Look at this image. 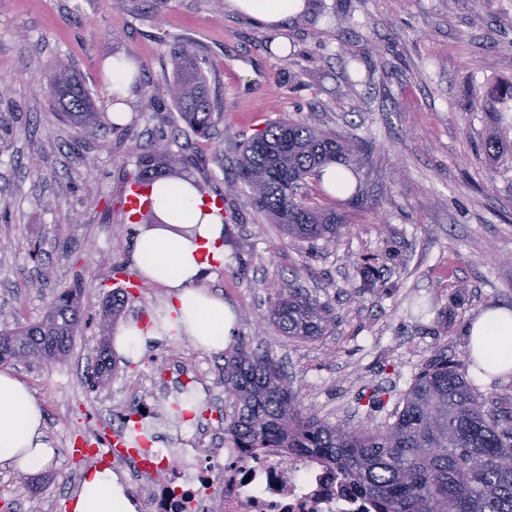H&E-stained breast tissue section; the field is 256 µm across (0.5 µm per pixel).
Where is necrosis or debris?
Masks as SVG:
<instances>
[{
  "instance_id": "necrosis-or-debris-1",
  "label": "necrosis or debris",
  "mask_w": 512,
  "mask_h": 512,
  "mask_svg": "<svg viewBox=\"0 0 512 512\" xmlns=\"http://www.w3.org/2000/svg\"><path fill=\"white\" fill-rule=\"evenodd\" d=\"M195 428L174 481L163 449L143 457L122 452L113 463L133 465L132 480L150 512H375L358 489L343 487L321 462L284 448H203ZM224 488L214 491L215 481Z\"/></svg>"
}]
</instances>
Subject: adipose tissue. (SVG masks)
I'll list each match as a JSON object with an SVG mask.
<instances>
[{
    "label": "adipose tissue",
    "instance_id": "obj_1",
    "mask_svg": "<svg viewBox=\"0 0 512 512\" xmlns=\"http://www.w3.org/2000/svg\"><path fill=\"white\" fill-rule=\"evenodd\" d=\"M229 12L248 17L259 30H287L307 11L308 0H225ZM153 209L160 226L136 225L131 240L134 273L145 283L165 288V300L152 324L132 318L114 331L119 354L143 352L151 341L183 336L210 352H223L236 323L232 308L202 282L224 261V221L204 204L190 181L154 183ZM464 342L476 365L472 377L482 385L512 375V308L480 312L464 330ZM55 450L45 434L44 417L28 387L7 368L0 369V465L27 472L46 469ZM126 481L112 467L87 470L70 498L69 512H138Z\"/></svg>",
    "mask_w": 512,
    "mask_h": 512
}]
</instances>
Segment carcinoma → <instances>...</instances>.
I'll list each match as a JSON object with an SVG mask.
<instances>
[{
    "label": "carcinoma",
    "mask_w": 512,
    "mask_h": 512,
    "mask_svg": "<svg viewBox=\"0 0 512 512\" xmlns=\"http://www.w3.org/2000/svg\"><path fill=\"white\" fill-rule=\"evenodd\" d=\"M173 80L168 93L186 127L207 136L215 107L194 49L181 43L171 50ZM57 109L77 130V138L106 129L90 93L76 76L54 68L43 77ZM485 157L498 162L512 150L491 136ZM360 152L339 136L301 120L283 119L249 138L228 187L247 185L256 208L296 239L334 242L347 227L330 208L311 207L299 195L321 168L340 164L350 171ZM132 182L152 186L181 179L164 152L138 156ZM140 297L122 288L103 303V321L120 316ZM82 320L80 297L67 289L54 297L44 318L25 328L0 332L13 343L59 359L72 345ZM269 322L283 336L313 340L330 333L335 320L328 303L288 286L276 293ZM467 362L440 353L426 362L413 385L383 426L350 427L303 413L298 391L269 356L235 343L224 351V393L232 413L224 415V441L232 448H294L318 458L343 483L368 496L376 512H512V411H490L487 401L465 379Z\"/></svg>",
    "instance_id": "1"
}]
</instances>
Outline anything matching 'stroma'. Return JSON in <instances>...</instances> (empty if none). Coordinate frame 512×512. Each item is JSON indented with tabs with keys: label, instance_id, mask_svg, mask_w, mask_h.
I'll return each mask as SVG.
<instances>
[{
	"label": "stroma",
	"instance_id": "stroma-1",
	"mask_svg": "<svg viewBox=\"0 0 512 512\" xmlns=\"http://www.w3.org/2000/svg\"><path fill=\"white\" fill-rule=\"evenodd\" d=\"M336 15L307 14L289 26L288 54L270 32L230 13L224 0H0V330L37 323L61 290L82 284L84 327L53 365L11 362L45 413L54 465L20 476L0 468V512H67L88 467L75 441L93 439L152 394L147 421L169 460L181 461L168 405L181 387L202 399L198 420L220 438L224 356L184 337H162L137 360L118 357L105 389L90 373L103 343L99 311L112 265L132 268L123 188L136 155L162 141L204 195L224 197V264L207 287L237 315L234 338L269 352L307 412L331 423L381 425L435 353L466 358L462 330L482 309L512 306V157L493 164L481 144L498 118L487 95L512 81V0H326ZM190 42L221 113L209 136L184 128L167 86L171 49ZM134 54L139 82L132 117L112 136L75 142L39 78L68 64L97 111L112 85L105 66ZM357 136L373 150L358 169V198L302 190L336 209L348 227L334 243L284 235L253 205L247 186L227 190L244 139L282 118ZM375 259L377 290L360 267ZM296 283L333 308L332 333L306 341L266 321L277 289ZM161 356L162 371L142 376ZM199 377L178 375V362Z\"/></svg>",
	"mask_w": 512,
	"mask_h": 512
}]
</instances>
